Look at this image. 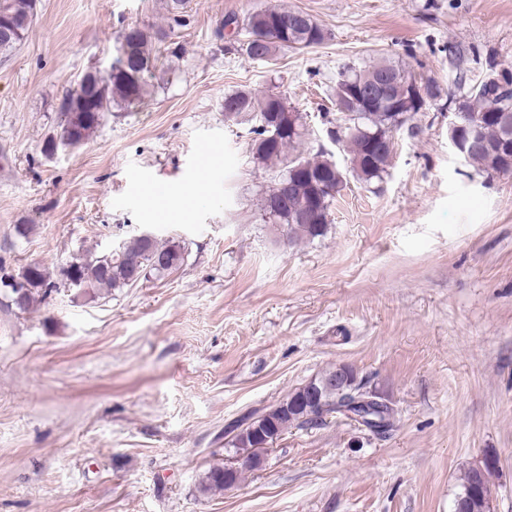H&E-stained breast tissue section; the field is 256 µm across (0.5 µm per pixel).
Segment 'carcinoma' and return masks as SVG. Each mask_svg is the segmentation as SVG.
I'll return each instance as SVG.
<instances>
[{"label":"carcinoma","mask_w":512,"mask_h":512,"mask_svg":"<svg viewBox=\"0 0 512 512\" xmlns=\"http://www.w3.org/2000/svg\"><path fill=\"white\" fill-rule=\"evenodd\" d=\"M184 0H169L168 27L186 25L183 14ZM37 0H0V12L7 13L14 29L8 43L0 42V54L12 51L28 33L36 15ZM283 10L273 8L249 14L246 30L249 39L243 44L247 56L253 60L273 52L276 47L302 49L322 44L328 32L319 24L294 31H284L277 25V17ZM168 33L163 28L128 25L115 39L111 70L86 72L77 88L67 92L58 103L62 122L59 139L47 140L42 154H54L58 146L66 145L65 135L71 130L78 133L79 145H85L100 128L112 105L133 104L149 94L151 79L156 70V44L163 42ZM386 71L391 73L395 84L391 87L392 105L362 106L352 102L357 84L370 74ZM413 71L401 64L383 61L362 68L347 65L337 76L333 89L332 105L336 108V123L329 137L342 146L355 166L342 169L323 150L313 155L296 153L303 132L272 131L253 127V133L264 136L274 133V138L253 145L257 163L278 170V177L288 181V211L270 219L273 224L288 225L289 238H305L313 241L325 235L331 223L332 205L347 185V174L359 181L372 184L383 180L394 157V133L405 126L423 109L419 97L402 84V79ZM454 105L458 121L466 124L481 122V144L463 157L464 162L478 172L487 174H512V155L502 148L504 132L501 116L512 114V80L504 78V85L491 80L480 86L470 85L462 95L448 99ZM224 116L244 121H255L260 112H276L285 122H296L302 115L292 108L281 94L265 93L261 96L246 91L224 95ZM164 255L173 264L161 268L150 264L151 256ZM183 260V247L174 242L160 243L140 236L125 243L119 251L100 256L74 258L56 268L55 274L42 265H28L19 277L28 281L29 288L20 298H12L13 304L28 310L36 303L45 301L57 289L68 286L84 291L90 299L98 298L119 288L132 286L134 267L140 266L147 274L160 278ZM313 382L288 394L287 399L296 401L291 409L279 403L268 412L243 417L229 426L231 447L225 452L231 462L214 466L202 480L205 493H219L239 484L243 472L257 467L258 439L261 433H284L290 427L317 426L326 417L336 414L360 422L371 433L384 435L393 430L395 410L382 397L372 395L374 401L361 406L352 394L330 391L321 394V400H312ZM496 467L487 463L466 470L461 478V492L455 506H463L462 512H482L481 493H490L494 487Z\"/></svg>","instance_id":"obj_1"}]
</instances>
